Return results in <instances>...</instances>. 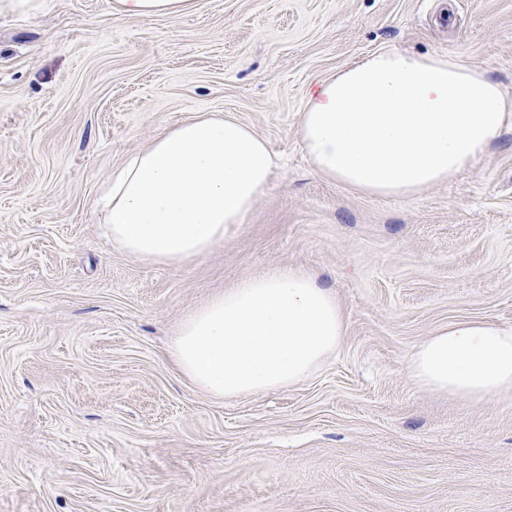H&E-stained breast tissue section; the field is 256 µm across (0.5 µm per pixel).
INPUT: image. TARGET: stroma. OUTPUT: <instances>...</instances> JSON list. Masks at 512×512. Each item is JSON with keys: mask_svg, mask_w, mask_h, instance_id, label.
<instances>
[{"mask_svg": "<svg viewBox=\"0 0 512 512\" xmlns=\"http://www.w3.org/2000/svg\"><path fill=\"white\" fill-rule=\"evenodd\" d=\"M113 0L0 12V512H512V394L445 396L408 374L463 319L512 328V128L419 196L322 176L305 94L360 57L453 58L512 96V0ZM203 112L279 160L244 223L181 265L113 245V171ZM298 267L347 314L300 384L214 397L168 357L236 281ZM188 0H115L114 8L124 16L153 19L182 12Z\"/></svg>", "mask_w": 512, "mask_h": 512, "instance_id": "1", "label": "stroma"}]
</instances>
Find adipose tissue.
Returning <instances> with one entry per match:
<instances>
[{"mask_svg": "<svg viewBox=\"0 0 512 512\" xmlns=\"http://www.w3.org/2000/svg\"><path fill=\"white\" fill-rule=\"evenodd\" d=\"M512 97L445 56L369 54L309 90L299 133L326 178L372 196L414 197L473 168L507 126ZM276 160L231 115L212 112L166 129L129 156L99 199L113 244L177 265L242 223ZM409 374L431 392L481 400L512 393V329L457 321L420 343Z\"/></svg>", "mask_w": 512, "mask_h": 512, "instance_id": "1", "label": "adipose tissue"}]
</instances>
